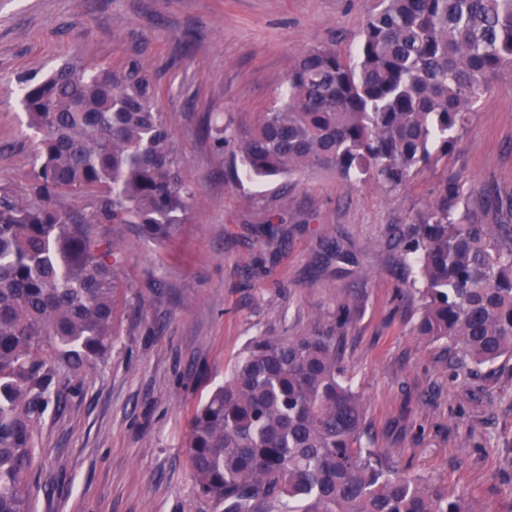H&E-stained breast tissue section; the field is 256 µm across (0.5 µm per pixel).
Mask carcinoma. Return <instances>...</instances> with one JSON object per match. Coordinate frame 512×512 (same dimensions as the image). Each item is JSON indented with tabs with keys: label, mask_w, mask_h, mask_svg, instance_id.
I'll return each instance as SVG.
<instances>
[{
	"label": "carcinoma",
	"mask_w": 512,
	"mask_h": 512,
	"mask_svg": "<svg viewBox=\"0 0 512 512\" xmlns=\"http://www.w3.org/2000/svg\"><path fill=\"white\" fill-rule=\"evenodd\" d=\"M511 63L512 0H373L354 55L301 53L283 105L251 128L206 131L235 147L249 179L323 170L393 188L448 155ZM18 84L40 139L34 195L0 188V512H34L37 428L62 377L112 347L124 247L53 199L95 189L99 221L164 242L196 195L141 64L66 62ZM464 194L447 181L403 236V260L416 270L415 334L479 367L512 357V226L492 234L460 210ZM341 359V341L315 329L252 340L192 419L197 492L224 512H480L393 468Z\"/></svg>",
	"instance_id": "obj_1"
}]
</instances>
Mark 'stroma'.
Listing matches in <instances>:
<instances>
[{
	"label": "stroma",
	"instance_id": "1",
	"mask_svg": "<svg viewBox=\"0 0 512 512\" xmlns=\"http://www.w3.org/2000/svg\"><path fill=\"white\" fill-rule=\"evenodd\" d=\"M371 0H0V187L31 193L37 137L16 95L70 58L120 71L139 60L160 89L183 179L197 191L164 244L132 224L122 242L113 347L70 378L36 432V512H223L200 497L187 457L195 406L258 336L341 337L375 445L395 469L512 512V359L462 362L412 333L418 301L393 227L408 229L447 178L464 207L512 225V65L489 81L456 147L386 189L328 172L235 178L206 122L253 125L282 100L305 50H348ZM284 219L285 239L262 228ZM336 240L345 263L327 259ZM351 319L338 328L342 307Z\"/></svg>",
	"mask_w": 512,
	"mask_h": 512
}]
</instances>
